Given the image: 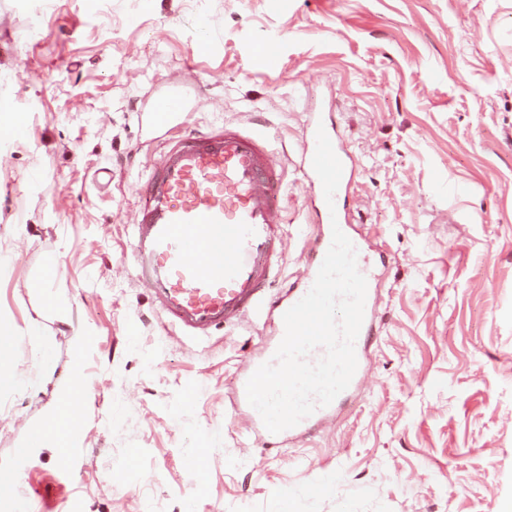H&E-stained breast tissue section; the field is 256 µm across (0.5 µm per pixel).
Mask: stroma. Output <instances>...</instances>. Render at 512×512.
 Masks as SVG:
<instances>
[{
  "mask_svg": "<svg viewBox=\"0 0 512 512\" xmlns=\"http://www.w3.org/2000/svg\"><path fill=\"white\" fill-rule=\"evenodd\" d=\"M187 69L184 123L259 114L285 165L278 287L317 233L299 162L318 112L355 160L351 232L386 256L366 381L334 422L266 453L232 408L261 324L179 335L131 278L137 185L168 138L146 109ZM1 114L24 133L0 124V316L19 382L0 390V471L91 344L76 472L32 450V512L512 503V0H0Z\"/></svg>",
  "mask_w": 512,
  "mask_h": 512,
  "instance_id": "1",
  "label": "stroma"
}]
</instances>
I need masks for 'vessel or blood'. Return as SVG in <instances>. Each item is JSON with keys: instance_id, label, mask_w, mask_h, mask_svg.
Returning <instances> with one entry per match:
<instances>
[{"instance_id": "1", "label": "vessel or blood", "mask_w": 512, "mask_h": 512, "mask_svg": "<svg viewBox=\"0 0 512 512\" xmlns=\"http://www.w3.org/2000/svg\"><path fill=\"white\" fill-rule=\"evenodd\" d=\"M184 110L177 92L155 97L149 106L153 126L163 127ZM342 176L333 201H326L313 168L315 138H308L300 166L304 198L320 231L304 252V274L285 294H273L276 256L284 246L288 217L281 168L267 141L247 123L191 130L170 140L149 160L139 186L143 198L132 228V280L145 289L166 321L188 336L266 320L273 334L261 354L249 357L235 379V408L255 440L268 437L263 420L247 399L246 384L256 369L272 360L285 333L284 315L312 287L332 242L333 228H346L351 209L348 186L353 161L338 136L330 138ZM374 297H367L355 342L358 359L349 384L366 379L364 357L377 334ZM336 404L318 408L284 430L289 439L312 434L331 422Z\"/></svg>"}]
</instances>
